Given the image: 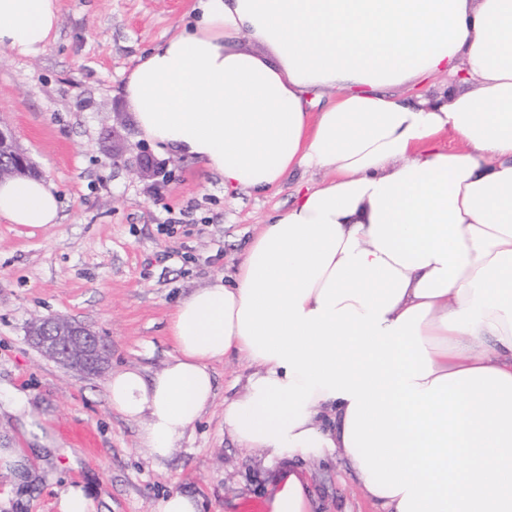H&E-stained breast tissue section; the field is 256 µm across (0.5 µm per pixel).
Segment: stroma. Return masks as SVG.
<instances>
[{"label":"stroma","mask_w":512,"mask_h":512,"mask_svg":"<svg viewBox=\"0 0 512 512\" xmlns=\"http://www.w3.org/2000/svg\"><path fill=\"white\" fill-rule=\"evenodd\" d=\"M193 0H59L54 42L35 57L0 48V121L51 181L60 220L26 226L0 217V386L26 393L40 428L75 449L31 455L33 476L0 470V512H57L69 485L96 512H156L173 491L199 497L202 512H244L264 502L265 472L224 431V399L239 390L247 362L215 364L217 398L181 448L153 462L136 424L112 412L111 372L159 369L173 351L168 332L179 298L216 275L232 277L260 224L287 210L299 170L264 196L225 190L201 162L155 153L170 177L130 174L146 140L122 93L139 58L173 34ZM122 157L113 165V157ZM174 227L165 234L163 225ZM60 315L109 347L104 372L84 377L44 358L29 338L39 317ZM91 429L97 447L73 430ZM319 512H379L341 457L309 465Z\"/></svg>","instance_id":"obj_1"}]
</instances>
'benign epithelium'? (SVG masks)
Instances as JSON below:
<instances>
[{"label": "benign epithelium", "mask_w": 512, "mask_h": 512, "mask_svg": "<svg viewBox=\"0 0 512 512\" xmlns=\"http://www.w3.org/2000/svg\"><path fill=\"white\" fill-rule=\"evenodd\" d=\"M134 165L156 177L162 174V168L155 164L147 151L135 158ZM30 167L29 157L1 127L0 181L18 169L26 170ZM30 339L46 357L82 374L99 373L108 361L107 346L98 334L68 319L49 317L35 320L30 326Z\"/></svg>", "instance_id": "1"}]
</instances>
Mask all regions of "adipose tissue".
I'll return each mask as SVG.
<instances>
[{
	"label": "adipose tissue",
	"mask_w": 512,
	"mask_h": 512,
	"mask_svg": "<svg viewBox=\"0 0 512 512\" xmlns=\"http://www.w3.org/2000/svg\"><path fill=\"white\" fill-rule=\"evenodd\" d=\"M58 0H0V47L44 53ZM445 73L447 88L409 94ZM124 95L144 138L228 188L322 172L261 226L232 282L178 300L174 351L110 375L109 406L170 458L249 366L224 429L315 512L307 463L346 458L382 512H512V0H195ZM46 179L0 217L58 220Z\"/></svg>",
	"instance_id": "ef3b65f1"
}]
</instances>
